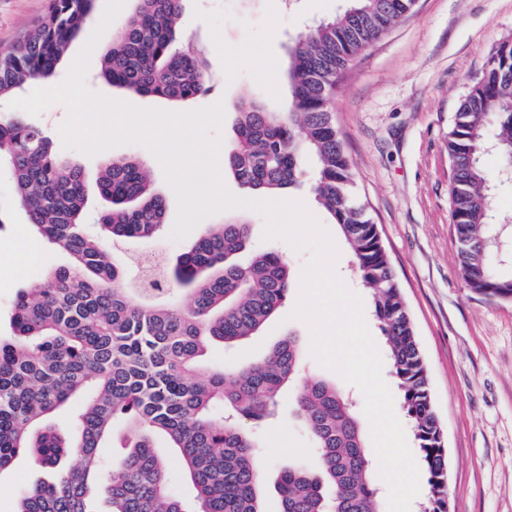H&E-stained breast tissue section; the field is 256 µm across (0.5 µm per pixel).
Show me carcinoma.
<instances>
[{"mask_svg": "<svg viewBox=\"0 0 512 512\" xmlns=\"http://www.w3.org/2000/svg\"><path fill=\"white\" fill-rule=\"evenodd\" d=\"M96 2L52 0L41 20L0 50V101L52 78L70 44L87 34ZM183 2L135 0L97 77L125 93L173 103L208 92V54L180 28ZM416 4L349 0L341 14L314 22L288 49L287 110L242 99L225 167L252 195L311 180L385 336L427 474L423 512H448V456L424 356L378 225L357 197L331 110L344 74ZM489 147L501 160L499 178H512V39L494 49L448 131L459 271L471 291L501 300L503 289H512V225L491 223L489 187L496 183L483 164ZM0 170L29 223L70 258L48 280L19 292L11 334L0 337V472L20 455L42 466L66 454L76 460L54 481L25 492L16 512H187L170 491L158 435L180 459L198 512H264L258 428L287 388L320 468L280 470V512H381L358 412L337 384L302 376L295 335L254 363L199 373L207 342L233 349L257 335L294 288L284 257L254 248L249 222L203 228L176 266L164 267L163 288L147 282L137 258H117L105 247L151 239L165 223V200L138 159L103 160L95 188L108 206L98 212L95 232L87 227L90 189L82 169L59 158L51 137L24 111H0ZM244 253L246 265L239 262ZM72 400L81 401L80 411L73 434L64 436L48 419ZM118 421L133 443L110 463L101 449Z\"/></svg>", "mask_w": 512, "mask_h": 512, "instance_id": "obj_1", "label": "carcinoma"}]
</instances>
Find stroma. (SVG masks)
I'll use <instances>...</instances> for the list:
<instances>
[{
	"mask_svg": "<svg viewBox=\"0 0 512 512\" xmlns=\"http://www.w3.org/2000/svg\"><path fill=\"white\" fill-rule=\"evenodd\" d=\"M50 0H0V47L13 44L48 11ZM345 0H186L184 30L210 52L213 88L194 107L222 103L224 144L234 140L236 105L259 98L283 111L282 70L287 42L312 20L340 13ZM512 37V0H418L415 11L366 49L340 80L333 110L352 160L356 191L378 225L415 323L448 456V493L455 512H512V301H491L466 287L458 270L450 222L448 131L495 46ZM65 106L36 116L60 156L95 181L102 156L64 147ZM0 334L9 335L21 288L44 280L66 257L42 246L37 260L18 259L17 242L30 226L6 174H0ZM291 291L253 341L235 349L212 343L203 372L260 358L296 333L303 375L340 382L311 355L308 326L292 312ZM269 465L263 508L280 512L275 484L291 463L314 471L312 439L288 396L261 431ZM56 471L28 457L0 472V512H15L22 489L52 480Z\"/></svg>",
	"mask_w": 512,
	"mask_h": 512,
	"instance_id": "obj_1",
	"label": "stroma"
}]
</instances>
